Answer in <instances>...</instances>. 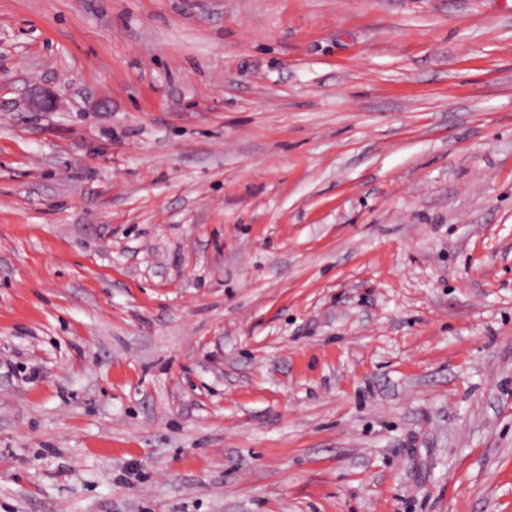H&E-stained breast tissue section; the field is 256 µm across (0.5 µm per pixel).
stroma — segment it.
<instances>
[{
  "label": "stroma",
  "instance_id": "stroma-1",
  "mask_svg": "<svg viewBox=\"0 0 512 512\" xmlns=\"http://www.w3.org/2000/svg\"><path fill=\"white\" fill-rule=\"evenodd\" d=\"M0 512H512V0H0Z\"/></svg>",
  "mask_w": 512,
  "mask_h": 512
}]
</instances>
